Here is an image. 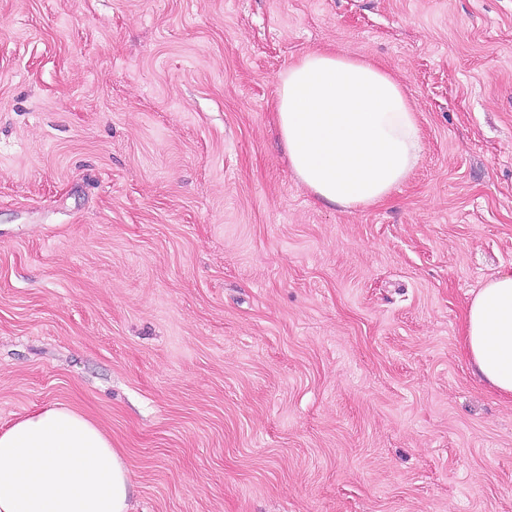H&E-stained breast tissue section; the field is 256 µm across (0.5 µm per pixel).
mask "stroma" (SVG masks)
I'll return each mask as SVG.
<instances>
[{
  "label": "stroma",
  "mask_w": 512,
  "mask_h": 512,
  "mask_svg": "<svg viewBox=\"0 0 512 512\" xmlns=\"http://www.w3.org/2000/svg\"><path fill=\"white\" fill-rule=\"evenodd\" d=\"M372 60L421 158L355 212L274 117ZM512 264V0H0V429L65 404L130 512H512L466 304Z\"/></svg>",
  "instance_id": "stroma-1"
}]
</instances>
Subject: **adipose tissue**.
Wrapping results in <instances>:
<instances>
[{
  "label": "adipose tissue",
  "instance_id": "obj_1",
  "mask_svg": "<svg viewBox=\"0 0 512 512\" xmlns=\"http://www.w3.org/2000/svg\"><path fill=\"white\" fill-rule=\"evenodd\" d=\"M275 118L295 177L331 207L388 199L420 160L418 122L402 87L366 60L305 53L280 79ZM462 336L475 373L512 398V267L473 294ZM130 487L121 449L70 406L0 431V512H128Z\"/></svg>",
  "mask_w": 512,
  "mask_h": 512
}]
</instances>
